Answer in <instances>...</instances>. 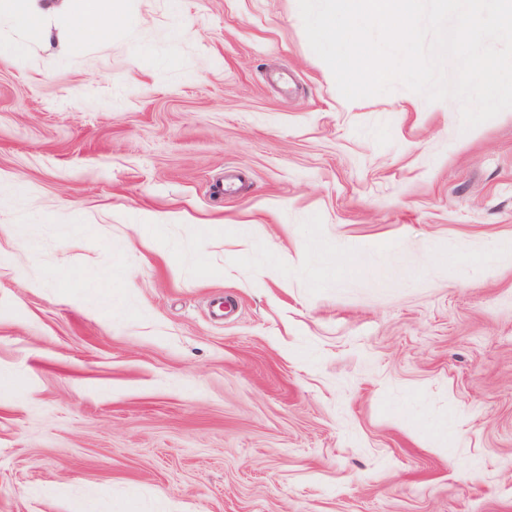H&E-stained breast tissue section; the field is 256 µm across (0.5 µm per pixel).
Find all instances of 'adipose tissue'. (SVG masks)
Returning a JSON list of instances; mask_svg holds the SVG:
<instances>
[{
	"label": "adipose tissue",
	"mask_w": 512,
	"mask_h": 512,
	"mask_svg": "<svg viewBox=\"0 0 512 512\" xmlns=\"http://www.w3.org/2000/svg\"><path fill=\"white\" fill-rule=\"evenodd\" d=\"M122 0H0V13L9 15L19 27L48 36L45 20L53 14L65 18L73 38L71 49H79L87 31L105 33L116 21Z\"/></svg>",
	"instance_id": "adipose-tissue-1"
}]
</instances>
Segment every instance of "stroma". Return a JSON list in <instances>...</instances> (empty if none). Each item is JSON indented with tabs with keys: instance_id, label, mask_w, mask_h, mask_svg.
<instances>
[{
	"instance_id": "1",
	"label": "stroma",
	"mask_w": 512,
	"mask_h": 512,
	"mask_svg": "<svg viewBox=\"0 0 512 512\" xmlns=\"http://www.w3.org/2000/svg\"><path fill=\"white\" fill-rule=\"evenodd\" d=\"M48 26L0 15V512H512V108L346 100L298 0Z\"/></svg>"
}]
</instances>
